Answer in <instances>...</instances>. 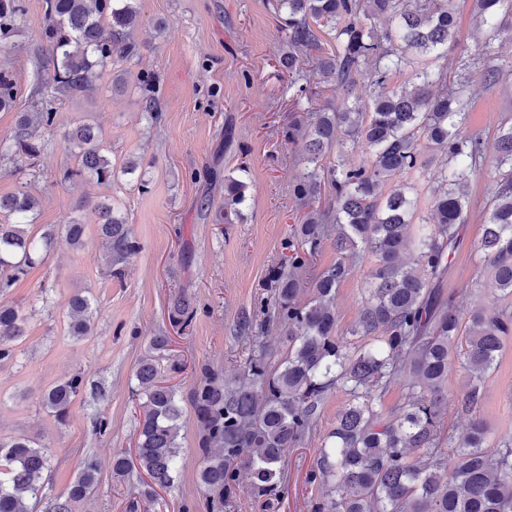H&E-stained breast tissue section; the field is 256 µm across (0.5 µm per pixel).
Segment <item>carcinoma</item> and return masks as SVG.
<instances>
[{
  "instance_id": "1",
  "label": "carcinoma",
  "mask_w": 512,
  "mask_h": 512,
  "mask_svg": "<svg viewBox=\"0 0 512 512\" xmlns=\"http://www.w3.org/2000/svg\"><path fill=\"white\" fill-rule=\"evenodd\" d=\"M49 24L43 40L51 55V97H72L95 89L112 70V61L140 56L134 37L138 0H44ZM481 17L483 48L506 35L512 38V0H474ZM274 12L285 32L288 51L282 68L293 71L298 55L307 54L319 82L335 85L345 99L335 108L307 111L283 128L290 142L304 141L305 172L294 194L309 200L321 184L330 187L336 208L312 209L288 245V262L271 276L276 318L288 326V347L274 359L261 336L249 337L241 374L226 380L206 371L190 391L201 431L198 479L208 512H232L241 478L252 496L274 510L290 451L305 447L317 429L324 401L337 391L349 400L323 439L308 483L321 488L312 512H512V434L488 446V429L476 417L485 399L484 383L495 369L506 338L512 336V310L471 311L463 326L453 295L437 285L457 249L471 210L470 178L484 163L487 143L479 132L463 135L470 103L466 91L482 71L488 84L496 68L484 69L463 58L448 57L457 41L456 0H275ZM26 13L25 0H0V47L11 45ZM336 51L322 53L324 38ZM371 65L372 91L365 105L352 96L363 67ZM405 76L402 86L390 85ZM146 110L155 113L153 77L138 73ZM17 104L11 72L0 69V110ZM57 111L42 105L24 112L0 153L19 168L38 166L43 151L40 130L56 128ZM77 159L61 181L94 179L109 184L115 176L102 131L90 124L63 132ZM444 155L445 167L430 191L434 224H424L409 240L418 209L416 186L397 178L422 175L417 152L420 138ZM362 145L370 161L344 162L326 170V150ZM500 184L487 201L480 250L490 276L476 278L474 288H491L512 301V118L494 133ZM224 176L232 204L245 202L249 168ZM38 200L23 184L0 197V363L16 359L15 343L26 336L29 316L3 301L28 269L54 248L55 236L31 235ZM99 236L110 266L123 263L139 243L112 200L95 204ZM336 234V264L318 273L312 297L300 300L302 273L331 234ZM376 257L359 320L347 335L337 333L336 288L350 265L365 253ZM173 324L184 330L196 315L191 300L179 294L170 307ZM96 308L82 294L69 301V334H90ZM358 339V344L351 339ZM465 339L466 348L458 351ZM169 339L156 336L136 368V410L142 413L135 448L112 456V470L132 467L145 475L148 502L156 489L171 486L179 475V437L183 409L175 386L160 365ZM468 378L461 410L475 416L468 432L455 441L445 434L443 384L454 367ZM405 390V402L386 408L390 387ZM84 379L73 375L41 395L44 409L62 418L83 392ZM50 450L39 442L0 437V512H72V504L96 486L97 463L86 459L67 493L51 497L43 476Z\"/></svg>"
}]
</instances>
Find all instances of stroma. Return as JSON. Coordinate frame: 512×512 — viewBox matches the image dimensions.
Returning a JSON list of instances; mask_svg holds the SVG:
<instances>
[{
    "instance_id": "obj_1",
    "label": "stroma",
    "mask_w": 512,
    "mask_h": 512,
    "mask_svg": "<svg viewBox=\"0 0 512 512\" xmlns=\"http://www.w3.org/2000/svg\"><path fill=\"white\" fill-rule=\"evenodd\" d=\"M27 12L11 48L0 51V68L11 71L18 106L0 111V140L9 139L20 110L40 101L43 81L53 63L41 34L48 20L43 0H26ZM135 38L141 57L129 65L125 82L113 87L104 78L96 92L55 101L56 132H43L37 173L24 177L13 160L0 158V196L20 184L39 201L34 233L54 232L56 244L45 260L17 281L7 302L33 313L28 332L17 345V359L0 364V437L31 438L52 455L45 482L57 496L78 476L83 460L99 463L98 484L89 500L72 512H126L141 487L138 470H112L116 451L131 448L138 431L134 413V372L156 336L171 337L170 353L184 369L173 382L181 397L211 369L233 379L246 356L240 322L256 309L273 270L288 253V238L307 210L293 193L305 169L302 143H291L282 129L295 117L291 77L275 59L284 34L269 0H139ZM500 74L493 85L475 79L470 87L468 131L492 137L502 118L512 116V40L490 51ZM153 73L159 87V119H151L137 74ZM78 123L98 125L106 136L116 176L111 184L94 180L60 183L76 158L62 133ZM139 163L149 184L139 190L122 174L127 160ZM248 166L247 201L242 218L224 221V177ZM494 158L472 177L474 204L461 231V245L441 286L462 307L500 309L498 293L471 283L486 263L479 245L485 204L497 185ZM109 198L130 225L140 249L112 276L98 236L94 202ZM209 208H202V199ZM84 226L81 245L68 244L63 225ZM377 261L365 256L353 265L336 290L338 330L359 316L365 288ZM94 300L97 313L90 335H68V303L75 294ZM185 294L198 313L187 329L174 328L169 308ZM79 373L85 389L64 420L45 410V389ZM480 416L490 439L512 434V347L486 380ZM347 398L331 395L324 403L317 435L288 457V479L281 512H311L318 487L306 484L321 444ZM106 416L111 429L95 432ZM181 472L160 490L151 512H204L197 481L199 431L192 406H185L180 432Z\"/></svg>"
}]
</instances>
